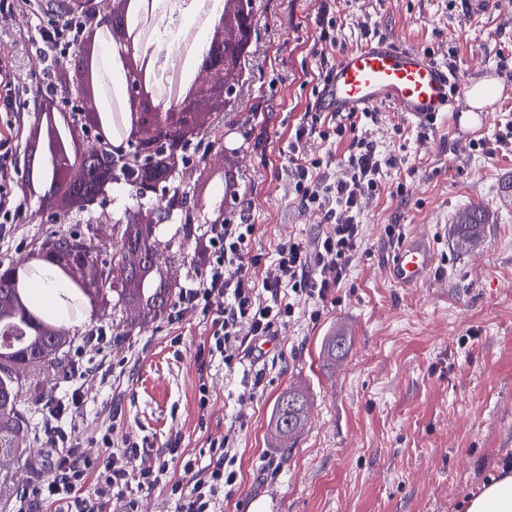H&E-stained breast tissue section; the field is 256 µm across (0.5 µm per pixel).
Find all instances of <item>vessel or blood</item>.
<instances>
[{
  "label": "vessel or blood",
  "mask_w": 512,
  "mask_h": 512,
  "mask_svg": "<svg viewBox=\"0 0 512 512\" xmlns=\"http://www.w3.org/2000/svg\"><path fill=\"white\" fill-rule=\"evenodd\" d=\"M452 85L463 92L469 80L424 49L400 45L390 34L381 33L335 62L324 82L320 106L340 115L387 105L407 120L430 123L451 111L448 88ZM434 263L431 244L414 233L394 253L387 273L396 285L417 288L428 281Z\"/></svg>",
  "instance_id": "b4317fda"
}]
</instances>
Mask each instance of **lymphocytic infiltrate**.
<instances>
[{"instance_id":"lymphocytic-infiltrate-1","label":"lymphocytic infiltrate","mask_w":512,"mask_h":512,"mask_svg":"<svg viewBox=\"0 0 512 512\" xmlns=\"http://www.w3.org/2000/svg\"><path fill=\"white\" fill-rule=\"evenodd\" d=\"M103 36V31L87 27L83 18L63 12L53 20H38L29 39V52L41 60L45 79L34 120L63 139H72L79 114L60 105L56 70L69 60L91 67L93 57L83 47L99 43ZM310 118V124L296 132V141L288 150V178L298 206L322 215L331 225L330 232L311 247L294 240L280 244L276 274L259 284L255 281L258 259L249 249L254 233L250 208L239 202L234 217L204 225L208 258L175 292L176 319H209L214 340L209 352L223 356L225 364H232L238 344L273 335L277 324L293 313L292 304L281 298L282 285H289L296 295L324 299L329 288L338 286L362 246L360 200L376 190L382 162L372 142L357 135V113L338 116L330 130L324 127L326 113L314 112ZM23 134V126L12 118L0 120V231L19 229L24 200L38 194L44 180L41 163H33L23 175L17 170L9 146ZM313 134L324 140L349 135L344 176L325 172L323 159L308 157L301 149L300 139ZM82 403L77 390L70 403L52 398L42 402L36 436L48 448L52 475L34 494H20L15 512H40L47 504L60 506L61 512H136L135 494L161 485L176 497L178 512H217L220 492L235 488L238 472L230 448H216L202 473L196 471L192 459H181L186 479L174 482L169 477V461L180 459L178 449H170L169 460L137 470L132 460L140 451L138 442L127 439L121 447H113L108 431L100 438L108 454L96 471H89L87 461L77 453V438L58 426L66 410H79ZM90 476L95 484L88 491L84 484Z\"/></svg>"}]
</instances>
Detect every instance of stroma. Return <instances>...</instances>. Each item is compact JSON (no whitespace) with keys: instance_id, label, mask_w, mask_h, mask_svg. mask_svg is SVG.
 Segmentation results:
<instances>
[{"instance_id":"35a3bbf8","label":"stroma","mask_w":512,"mask_h":512,"mask_svg":"<svg viewBox=\"0 0 512 512\" xmlns=\"http://www.w3.org/2000/svg\"><path fill=\"white\" fill-rule=\"evenodd\" d=\"M467 3L254 0L255 37L235 109L253 114V130L224 170L251 203L256 280L275 274L280 243L310 244L329 229L294 202L288 145L315 111L331 62L365 43L367 30L421 47L471 81L512 79V0H494L476 15ZM325 8L337 43L323 59ZM1 13L12 24L0 28V54L26 65L32 16L11 0H0ZM366 130L384 165L361 203V249L323 301L294 297L293 315L235 364L202 361L209 324L172 323L169 308L147 315L107 305L80 317V326L102 325L105 335L91 348L74 341L67 361L80 373L57 378L52 394L83 392L81 455L101 462L95 439L108 430L113 441L129 435L143 446L138 465L178 448L203 472L214 448L229 443L239 481L221 493L218 512H462L498 472L512 453V94L463 136L449 115L424 127L384 106ZM467 206L488 208L494 222L460 253L448 230ZM25 211L23 231L0 239L12 261L79 228L72 218L54 221L37 199ZM393 224L402 237L419 233L435 247V267L420 287L399 288L388 277L400 246L388 233ZM333 337L345 343L334 356ZM292 389L307 394L309 416L294 447L284 449L270 415Z\"/></svg>"}]
</instances>
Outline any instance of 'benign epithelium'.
Returning a JSON list of instances; mask_svg holds the SVG:
<instances>
[{
    "label": "benign epithelium",
    "mask_w": 512,
    "mask_h": 512,
    "mask_svg": "<svg viewBox=\"0 0 512 512\" xmlns=\"http://www.w3.org/2000/svg\"><path fill=\"white\" fill-rule=\"evenodd\" d=\"M112 0L94 19V23L112 32V52L127 57L136 48L125 36V3ZM253 0H226L222 29L208 49L197 57L201 74L196 91L174 107L162 109L140 94L138 74L126 69L127 95L134 107L136 135L124 141H113L99 126L97 112L80 109L85 118L83 143L85 181L90 182L102 171L109 182H122L131 190L133 204L103 216L97 209L104 206L107 192L98 189L71 191L75 200L69 215H87L88 225L103 222L112 225L111 245L93 231L86 235L70 232L42 245L36 255L28 254L13 265L0 270V278L20 286L36 261L52 268L58 275L77 273L81 287L104 302L117 288L138 284L140 275L154 272L167 285L177 282L174 261L168 251L156 245L155 230L170 223L174 216L189 206L207 214L208 222L219 224L224 219L228 199L206 196V184L193 186L183 194L171 190L169 181L179 166L188 163L187 150L192 144L190 133L204 122L208 112H222L240 96L238 64L253 35ZM52 169L58 182H69L76 169L72 158L50 149ZM111 250L109 259L100 255Z\"/></svg>",
    "instance_id": "7a95c632"
}]
</instances>
